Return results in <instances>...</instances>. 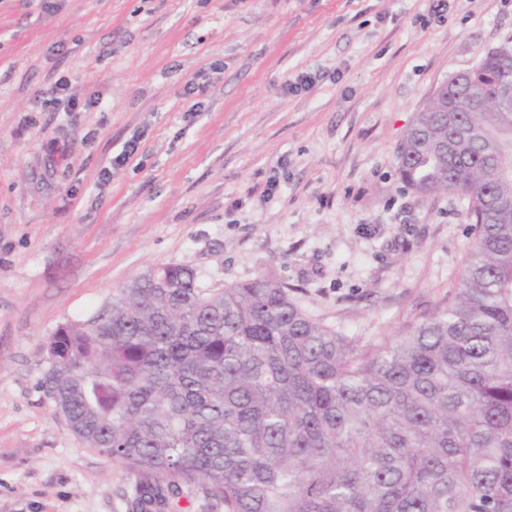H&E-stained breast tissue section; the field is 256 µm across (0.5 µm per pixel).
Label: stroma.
Here are the masks:
<instances>
[{"instance_id": "stroma-1", "label": "stroma", "mask_w": 512, "mask_h": 512, "mask_svg": "<svg viewBox=\"0 0 512 512\" xmlns=\"http://www.w3.org/2000/svg\"><path fill=\"white\" fill-rule=\"evenodd\" d=\"M447 3L0 0V512H127L134 477L43 390L46 342L147 268L273 275L365 344L451 297L467 203L408 190L398 147L512 43V0ZM63 80L86 109L48 106Z\"/></svg>"}]
</instances>
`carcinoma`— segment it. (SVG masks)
Wrapping results in <instances>:
<instances>
[{
	"label": "carcinoma",
	"instance_id": "obj_1",
	"mask_svg": "<svg viewBox=\"0 0 512 512\" xmlns=\"http://www.w3.org/2000/svg\"><path fill=\"white\" fill-rule=\"evenodd\" d=\"M512 53L488 51L415 114L402 182L468 205L445 304L362 344L275 277L204 288L150 268L47 341L73 434L134 475L131 512H512Z\"/></svg>",
	"mask_w": 512,
	"mask_h": 512
}]
</instances>
